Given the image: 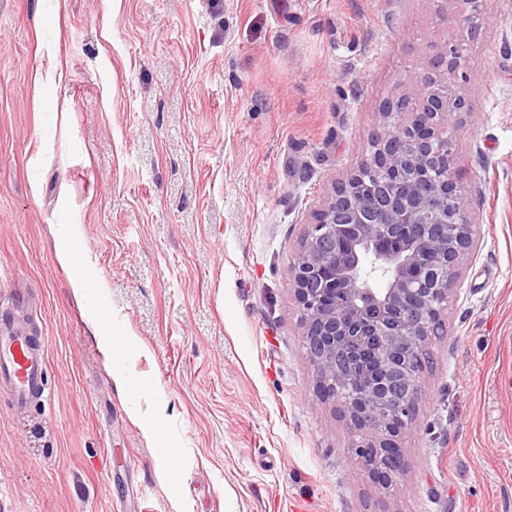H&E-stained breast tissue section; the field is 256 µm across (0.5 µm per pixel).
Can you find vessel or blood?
<instances>
[{
  "label": "vessel or blood",
  "mask_w": 512,
  "mask_h": 512,
  "mask_svg": "<svg viewBox=\"0 0 512 512\" xmlns=\"http://www.w3.org/2000/svg\"><path fill=\"white\" fill-rule=\"evenodd\" d=\"M0 387L21 407L28 404L32 395L51 394L44 354L11 310L0 311Z\"/></svg>",
  "instance_id": "vessel-or-blood-1"
}]
</instances>
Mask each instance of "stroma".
<instances>
[{"label":"stroma","instance_id":"35a3bbf8","mask_svg":"<svg viewBox=\"0 0 512 512\" xmlns=\"http://www.w3.org/2000/svg\"><path fill=\"white\" fill-rule=\"evenodd\" d=\"M0 0V302L52 402L0 389V512H512V0ZM459 44L475 244L381 489L315 392L288 269L385 104ZM101 287L73 295L53 245ZM138 352L130 415L95 334ZM162 414L179 454L146 433ZM54 238L57 247V257L61 264L68 266L73 280L74 294L89 307H96L98 300V290L90 288L88 272L85 269L83 257L78 256L77 252L70 244L69 227L66 224L56 225Z\"/></svg>","mask_w":512,"mask_h":512}]
</instances>
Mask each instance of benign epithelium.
Here are the masks:
<instances>
[{
    "mask_svg": "<svg viewBox=\"0 0 512 512\" xmlns=\"http://www.w3.org/2000/svg\"><path fill=\"white\" fill-rule=\"evenodd\" d=\"M440 56L443 72L418 77L416 110L385 106L388 122L333 183L289 269L317 392L350 431V456L383 489L411 474L399 440L417 414L421 358L444 334L473 244L444 135L448 114L466 103L447 81L462 55L452 44Z\"/></svg>",
    "mask_w": 512,
    "mask_h": 512,
    "instance_id": "1",
    "label": "benign epithelium"
}]
</instances>
